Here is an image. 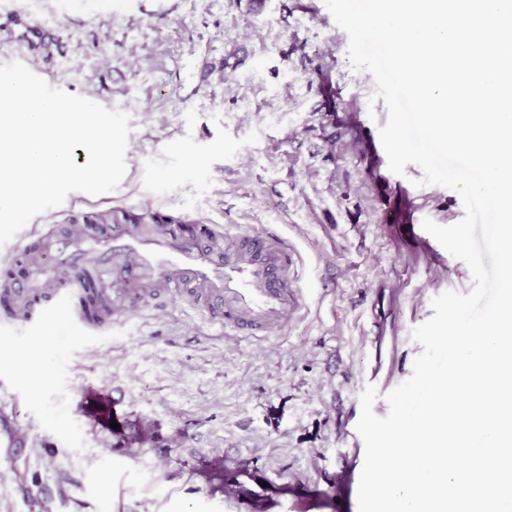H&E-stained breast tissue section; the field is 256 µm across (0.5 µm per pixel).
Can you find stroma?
I'll return each mask as SVG.
<instances>
[{
  "label": "stroma",
  "mask_w": 512,
  "mask_h": 512,
  "mask_svg": "<svg viewBox=\"0 0 512 512\" xmlns=\"http://www.w3.org/2000/svg\"><path fill=\"white\" fill-rule=\"evenodd\" d=\"M46 20L38 47L22 23ZM324 0H0V64L131 118L118 187L34 217L39 240L68 215L151 206L230 233L274 230L303 260L305 306L261 341L234 340L182 304L115 322L100 344L64 319L0 341V383L27 434L0 450V512H224V488L326 486L360 437V395L406 381L412 330L432 299L469 293L467 265L424 248V219L465 215L457 192L392 173L372 75ZM41 360L27 379L23 360ZM120 402H113V395ZM116 418L117 428L94 429Z\"/></svg>",
  "instance_id": "stroma-1"
}]
</instances>
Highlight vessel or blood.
<instances>
[{
  "label": "vessel or blood",
  "mask_w": 512,
  "mask_h": 512,
  "mask_svg": "<svg viewBox=\"0 0 512 512\" xmlns=\"http://www.w3.org/2000/svg\"><path fill=\"white\" fill-rule=\"evenodd\" d=\"M301 259L269 232L221 238L209 224H167L119 216L109 229L76 224L42 248L9 244L0 256V322L38 334L58 314L90 342L118 317L181 303L228 336L263 338L282 330L302 307L295 282ZM28 438L0 409V446L24 448ZM358 475H337L334 512H358ZM315 484L288 485V500L320 502ZM226 512H277L278 501L254 492H224Z\"/></svg>",
  "instance_id": "obj_1"
}]
</instances>
